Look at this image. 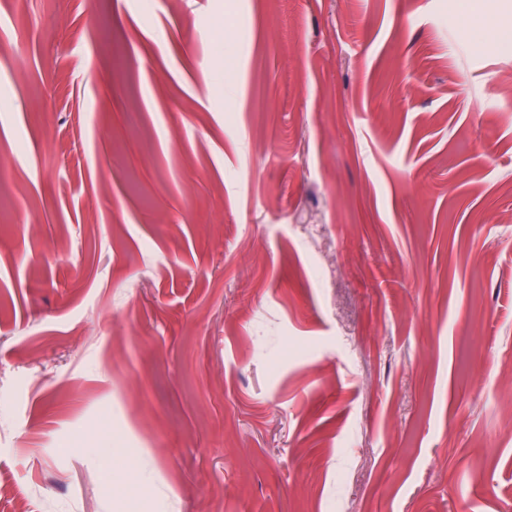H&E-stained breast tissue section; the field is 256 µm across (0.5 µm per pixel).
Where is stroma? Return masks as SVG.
Listing matches in <instances>:
<instances>
[{
  "label": "stroma",
  "mask_w": 512,
  "mask_h": 512,
  "mask_svg": "<svg viewBox=\"0 0 512 512\" xmlns=\"http://www.w3.org/2000/svg\"><path fill=\"white\" fill-rule=\"evenodd\" d=\"M0 0V512H512V0Z\"/></svg>",
  "instance_id": "stroma-1"
}]
</instances>
